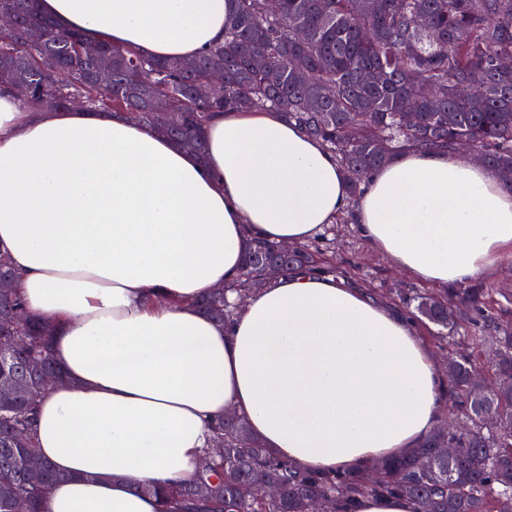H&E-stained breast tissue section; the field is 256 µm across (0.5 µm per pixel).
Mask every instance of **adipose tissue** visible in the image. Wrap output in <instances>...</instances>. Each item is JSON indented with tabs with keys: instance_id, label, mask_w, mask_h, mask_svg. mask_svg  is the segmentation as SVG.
Instances as JSON below:
<instances>
[{
	"instance_id": "obj_1",
	"label": "adipose tissue",
	"mask_w": 512,
	"mask_h": 512,
	"mask_svg": "<svg viewBox=\"0 0 512 512\" xmlns=\"http://www.w3.org/2000/svg\"><path fill=\"white\" fill-rule=\"evenodd\" d=\"M232 0H40L59 26L153 59L224 39ZM196 154L112 112L21 104L0 86V253L26 313L52 321L67 376L35 446L59 479L44 512H163L209 426L244 416L320 474L418 447L452 389L408 315L333 274L282 276L223 324L196 298L230 284L254 234L302 244L349 218L400 272L464 286L512 252V191L487 168L412 149L351 198L335 155L279 113H214Z\"/></svg>"
}]
</instances>
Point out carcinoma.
Listing matches in <instances>:
<instances>
[{"label":"carcinoma","mask_w":512,"mask_h":512,"mask_svg":"<svg viewBox=\"0 0 512 512\" xmlns=\"http://www.w3.org/2000/svg\"><path fill=\"white\" fill-rule=\"evenodd\" d=\"M0 13L12 21L0 32V85L28 106L40 107L44 96L54 95L62 109L77 99L91 111L134 113L199 155L211 113L267 108L336 155L353 198L369 173L408 149L453 153L467 142L512 189V70L496 65L499 57L512 56V0H279L277 15L266 10L265 0H234L224 42L195 56L194 67H185L182 58L154 60L103 43L111 62L103 83L96 80L98 60L82 53L83 34L45 18L38 0H0ZM31 25L43 29L37 43L24 37ZM259 56L265 61L260 69ZM297 56L307 62L304 74L291 68ZM217 63L224 66V96L199 95ZM462 84L474 89L473 97L457 96ZM409 97L415 100L411 123L404 119ZM158 99L168 101V108H156ZM312 100L319 103L315 112L308 110ZM273 266L284 275L337 272L315 242L296 246L288 257L279 244L251 238L239 279L211 289L196 307L224 321L231 315L224 294L243 296L254 284H268ZM480 297L478 288L402 297L414 320L437 327V338L462 349L450 376L458 427L437 429L418 449L385 460L380 481L365 472L306 473L273 456L233 413L211 435V444L224 446V459L204 453L190 480L147 484L140 492L176 502L179 512H308L315 499L322 512H342L340 507L365 494L405 496L418 512H496L500 499L512 497V388L498 381L485 401L469 397L477 337L459 330L488 318ZM52 336L50 322L33 319L0 330V361L7 360L19 379V394L0 409V512H11L21 493L28 496L27 512H41L58 478L44 459L36 468L25 464L26 449L34 447L35 406L43 396L39 373H59ZM488 356L495 375L512 377V331H499ZM444 446L456 448V456L434 453ZM245 484H274L280 495L243 497L239 488Z\"/></svg>","instance_id":"1"}]
</instances>
